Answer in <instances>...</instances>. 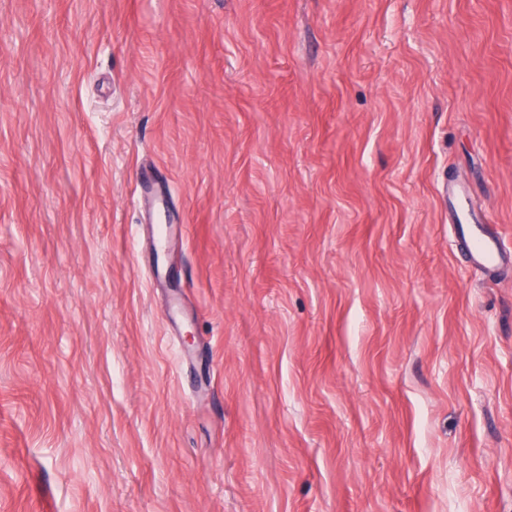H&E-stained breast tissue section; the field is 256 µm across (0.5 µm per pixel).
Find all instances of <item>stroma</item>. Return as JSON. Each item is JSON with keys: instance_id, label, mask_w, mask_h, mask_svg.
<instances>
[{"instance_id": "stroma-1", "label": "stroma", "mask_w": 512, "mask_h": 512, "mask_svg": "<svg viewBox=\"0 0 512 512\" xmlns=\"http://www.w3.org/2000/svg\"><path fill=\"white\" fill-rule=\"evenodd\" d=\"M452 181L512 239V0H0V512H512ZM154 170L141 169L138 174L137 187H139L138 201L150 204L155 210L161 203H163V192L160 188V183L157 181Z\"/></svg>"}]
</instances>
